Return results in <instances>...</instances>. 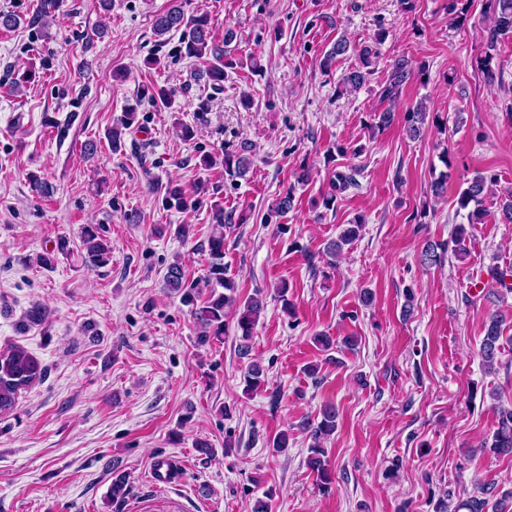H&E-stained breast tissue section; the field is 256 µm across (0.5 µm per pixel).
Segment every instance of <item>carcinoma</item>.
Returning <instances> with one entry per match:
<instances>
[{
  "instance_id": "obj_1",
  "label": "carcinoma",
  "mask_w": 512,
  "mask_h": 512,
  "mask_svg": "<svg viewBox=\"0 0 512 512\" xmlns=\"http://www.w3.org/2000/svg\"><path fill=\"white\" fill-rule=\"evenodd\" d=\"M63 0H41L40 10L35 20L43 24L60 11ZM490 13V28L484 41V58L480 61L487 76H492L490 64L497 51L498 44L512 37V0H487ZM154 32L162 37L171 32L180 34V41L174 47L173 53L181 57L194 59L203 67L198 69L196 77L210 87L219 90L224 87V68L232 64V44L237 41V35L227 30L224 38L216 40L210 27L207 16L188 15L185 13L179 0H172L167 11L156 17L153 24ZM350 42L341 38L334 43L321 61L324 69L339 56L350 49ZM358 62L342 77V90L355 92L365 84L367 76L379 56L378 47L364 46L358 50ZM413 69L409 60L399 58L391 66L382 96L390 101L397 99L401 87L412 77ZM148 101L158 108L171 106V93L163 88H147L141 92L134 103L128 105L122 118L108 130L112 151L123 148L126 131L131 128L136 119V112L143 101ZM428 114L423 106H417L413 111L406 113L407 134L415 139L420 136ZM252 159L244 154H225L223 156L205 155L200 158V165L206 170L223 169L226 172L241 177L246 174ZM495 175L481 172L467 180L466 187L460 192L458 198L459 209L467 211V221L470 224H480L488 215L485 208V198L491 194L492 187L496 185ZM207 185L197 184L193 190L186 191L180 186L165 188L163 201L165 206L177 210H191L199 202L198 196L205 193ZM211 219L213 228L207 238L205 252L208 255V269L205 275L192 281L187 280L184 266L180 260L169 264L164 275V288L181 297L182 302L192 307L195 321L199 327L197 340L204 344L218 340L224 336V318L230 309L238 310L237 328L241 333L243 344L238 348L239 356H249L250 339L257 319L264 308V300L259 295L248 297L239 302L237 286L234 279L226 276L224 266V225L232 223V214L224 212L220 204L211 206ZM361 224H349L345 227L340 239L328 243L325 247L326 255L334 257L340 252L342 246L350 244L356 239ZM82 243L86 250L88 263L94 266H104L111 261L112 248L107 239L101 236L98 228L88 224L82 230ZM447 248L443 244H429L422 251L421 262L427 266H437L444 262ZM502 337L501 321L492 316L486 322V332L480 347L481 357L487 368H492L502 351L500 338ZM44 368L39 361L31 356L24 348L10 346L0 349V413L12 410L21 391L39 380ZM246 386L257 389L264 382V369L257 362L249 364L244 375ZM496 409V429L489 445L490 451L496 455H512V402L498 403ZM306 430L312 439L308 448L307 466L315 473L321 486L325 489L331 487L332 477L324 459L325 448L323 442L336 430V410L331 405L322 409L321 418L317 422L306 425ZM507 504L501 503L489 506L486 499L471 496L457 504L455 512H505Z\"/></svg>"
}]
</instances>
